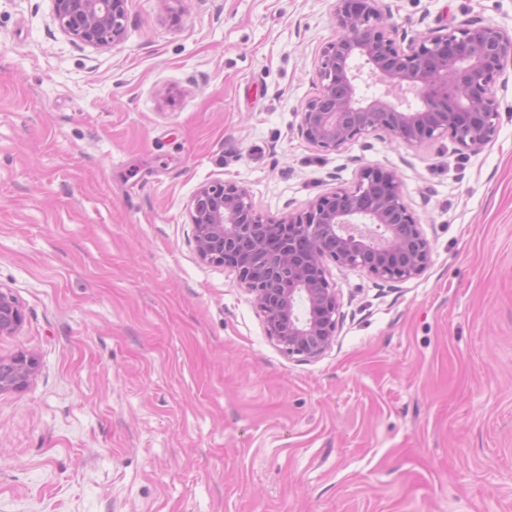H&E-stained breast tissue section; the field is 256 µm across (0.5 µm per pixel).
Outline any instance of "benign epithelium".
I'll list each match as a JSON object with an SVG mask.
<instances>
[{
  "instance_id": "1",
  "label": "benign epithelium",
  "mask_w": 512,
  "mask_h": 512,
  "mask_svg": "<svg viewBox=\"0 0 512 512\" xmlns=\"http://www.w3.org/2000/svg\"><path fill=\"white\" fill-rule=\"evenodd\" d=\"M65 34L76 43L105 48L126 29V0H51ZM340 35L321 51L320 94L301 112L299 132L310 144L338 150L363 135L383 131L398 143L418 146L449 136L477 152L492 141L498 112L492 87L512 65V35L467 20L445 32L432 30L407 47L386 25L377 0H335ZM368 73L391 90H410L412 104L362 94ZM197 255L237 273L263 313L266 335L290 356L311 362L336 343L338 292L326 262L359 269L386 282L420 276L431 244L405 204L397 173L364 167L356 184L318 196L299 214L271 219L259 213L248 191L232 181L201 185L189 206ZM274 226L280 247L262 240ZM24 322L14 296L0 289V335ZM0 373V393L22 392L38 359L21 351Z\"/></svg>"
}]
</instances>
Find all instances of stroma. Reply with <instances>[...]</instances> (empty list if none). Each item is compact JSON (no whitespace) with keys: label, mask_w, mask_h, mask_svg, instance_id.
I'll return each instance as SVG.
<instances>
[{"label":"stroma","mask_w":512,"mask_h":512,"mask_svg":"<svg viewBox=\"0 0 512 512\" xmlns=\"http://www.w3.org/2000/svg\"><path fill=\"white\" fill-rule=\"evenodd\" d=\"M408 45L512 0H379ZM123 39L74 43L51 0H0V335L39 371L0 394V512H512V79L493 140L373 132L310 145L300 113L334 0H127ZM395 171L422 275L328 264L319 360L267 336L188 208L243 186L270 218ZM24 322L21 306L8 291L0 289V335L17 332Z\"/></svg>","instance_id":"35a3bbf8"}]
</instances>
